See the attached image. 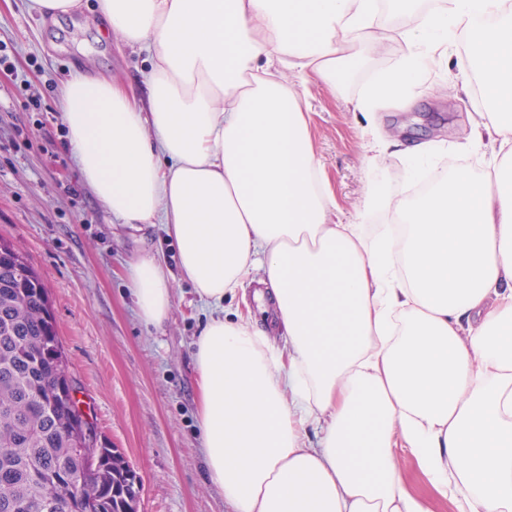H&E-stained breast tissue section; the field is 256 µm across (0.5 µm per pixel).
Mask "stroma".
<instances>
[{"instance_id":"obj_1","label":"stroma","mask_w":512,"mask_h":512,"mask_svg":"<svg viewBox=\"0 0 512 512\" xmlns=\"http://www.w3.org/2000/svg\"><path fill=\"white\" fill-rule=\"evenodd\" d=\"M386 48L362 47L364 63L342 94L309 88L313 148L342 219L356 216L366 189L365 139L350 102L372 75L403 54L410 19L385 18ZM149 53L125 43L82 0L52 16L29 0H0V237L20 246L50 292L58 332L101 441L119 449L141 478L139 512H227L200 449L194 342L208 321L193 285L178 275L174 240L112 218L75 168L59 92L72 73L107 79L145 97ZM405 109L375 115L380 132L439 147L437 163L466 161L481 174L487 147L468 142L476 95L447 71ZM157 251L176 271L167 319L145 324L126 285L128 266Z\"/></svg>"}]
</instances>
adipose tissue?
I'll use <instances>...</instances> for the list:
<instances>
[{"instance_id": "1", "label": "adipose tissue", "mask_w": 512, "mask_h": 512, "mask_svg": "<svg viewBox=\"0 0 512 512\" xmlns=\"http://www.w3.org/2000/svg\"><path fill=\"white\" fill-rule=\"evenodd\" d=\"M418 2L99 0L112 31L150 50L148 107L105 81L62 90L86 185L122 224L161 225L216 311L193 356L200 446L230 512H432L406 491L401 450L457 512H512V0ZM405 10V54L354 111L420 94L465 39L455 76L483 89L472 142L499 161L488 182L423 165L429 190L403 200L380 156L423 163L436 148L371 135L367 190L342 223L304 88L341 91L357 47L385 44L382 13ZM376 212L389 223L367 229ZM257 272L284 347L222 313ZM127 280L141 320L162 325L163 260L141 257Z\"/></svg>"}]
</instances>
